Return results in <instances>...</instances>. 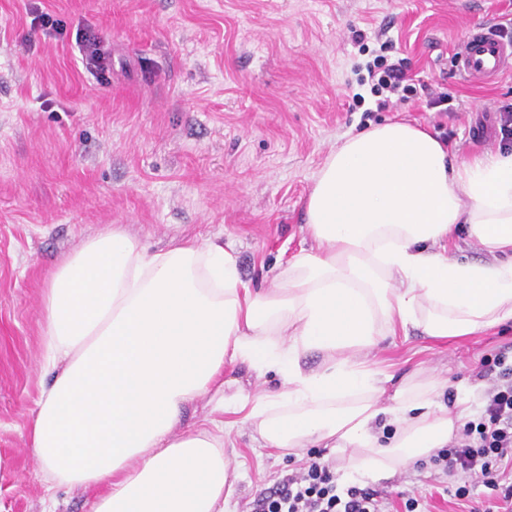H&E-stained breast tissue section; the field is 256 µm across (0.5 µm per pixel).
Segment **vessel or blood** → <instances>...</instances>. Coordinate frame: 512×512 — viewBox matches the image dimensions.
I'll list each match as a JSON object with an SVG mask.
<instances>
[{"label":"vessel or blood","mask_w":512,"mask_h":512,"mask_svg":"<svg viewBox=\"0 0 512 512\" xmlns=\"http://www.w3.org/2000/svg\"><path fill=\"white\" fill-rule=\"evenodd\" d=\"M464 78L490 81L512 69V40L491 26L472 29L458 47Z\"/></svg>","instance_id":"b4317fda"}]
</instances>
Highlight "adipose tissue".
Here are the masks:
<instances>
[{
  "label": "adipose tissue",
  "mask_w": 512,
  "mask_h": 512,
  "mask_svg": "<svg viewBox=\"0 0 512 512\" xmlns=\"http://www.w3.org/2000/svg\"><path fill=\"white\" fill-rule=\"evenodd\" d=\"M300 250L250 287L211 241L147 252L121 225L86 239L42 294V388L31 452L49 489L93 492L94 512H224L236 476L224 426L178 431L189 402L242 415L280 454L328 448L377 480L448 446L471 412L438 383L378 377L381 338L461 339L512 325V152L457 162L404 121L347 135L314 175ZM481 259L447 255L458 228ZM322 357L319 369L303 360ZM274 373L249 395L225 364ZM388 434H381V426Z\"/></svg>",
  "instance_id": "ef3b65f1"
}]
</instances>
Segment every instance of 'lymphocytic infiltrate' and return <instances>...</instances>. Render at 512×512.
Listing matches in <instances>:
<instances>
[{
    "mask_svg": "<svg viewBox=\"0 0 512 512\" xmlns=\"http://www.w3.org/2000/svg\"><path fill=\"white\" fill-rule=\"evenodd\" d=\"M368 74L374 82L372 91L379 96L378 109L388 108L392 96L408 90L404 64L379 56ZM474 376L486 384L479 416L467 421L429 464L459 479L455 496L468 503V512H478L470 502L480 486L499 501L498 512H512V482L506 480L512 469V359L503 352L483 359ZM386 507L377 490L339 486L332 467L313 458L261 492L250 512H387Z\"/></svg>",
    "mask_w": 512,
    "mask_h": 512,
    "instance_id": "obj_1",
    "label": "lymphocytic infiltrate"
}]
</instances>
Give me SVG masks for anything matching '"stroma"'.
<instances>
[{
	"instance_id": "35a3bbf8",
	"label": "stroma",
	"mask_w": 512,
	"mask_h": 512,
	"mask_svg": "<svg viewBox=\"0 0 512 512\" xmlns=\"http://www.w3.org/2000/svg\"><path fill=\"white\" fill-rule=\"evenodd\" d=\"M50 14L46 34L34 18ZM503 25L512 0H0V512H42L29 451L43 381L41 297L47 276L89 237L120 224L149 250L222 242L244 281L268 287L313 248L305 203L312 177L350 133L390 120L419 124L457 161L501 145L512 72L462 78L468 30ZM95 36L110 65L82 64ZM403 60L415 96L376 107L366 84L376 56ZM449 99L428 107L429 94ZM512 351V328L459 341L417 330L386 337L374 368L448 384ZM238 472L230 512L299 468L260 447L245 424L224 438ZM387 497L455 512L456 484L406 467L376 482Z\"/></svg>"
}]
</instances>
